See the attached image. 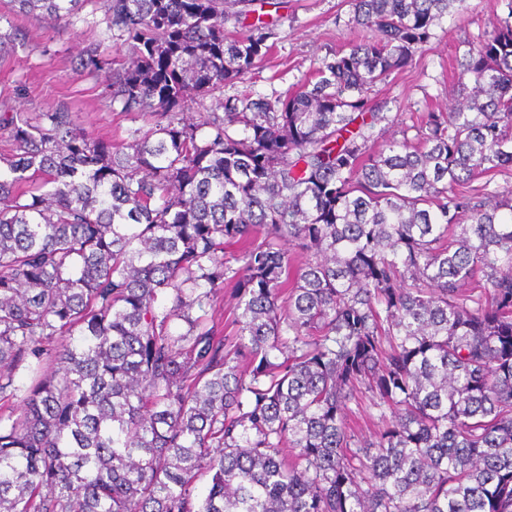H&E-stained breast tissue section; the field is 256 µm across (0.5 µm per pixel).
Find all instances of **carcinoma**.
Wrapping results in <instances>:
<instances>
[{
    "instance_id": "obj_1",
    "label": "carcinoma",
    "mask_w": 512,
    "mask_h": 512,
    "mask_svg": "<svg viewBox=\"0 0 512 512\" xmlns=\"http://www.w3.org/2000/svg\"><path fill=\"white\" fill-rule=\"evenodd\" d=\"M9 2L100 5L131 60L92 43L77 69L147 120L114 150L64 107L0 108V512H512V198L469 189L512 170V0L458 62L462 100L378 153L403 120L367 94L464 0H349L372 35L197 123L188 94L269 50L260 17L224 34L251 0ZM357 401L358 403L352 401L349 404L352 409L349 423L362 441L374 440L376 432L381 426L378 422L379 409L372 405L369 393H359Z\"/></svg>"
}]
</instances>
